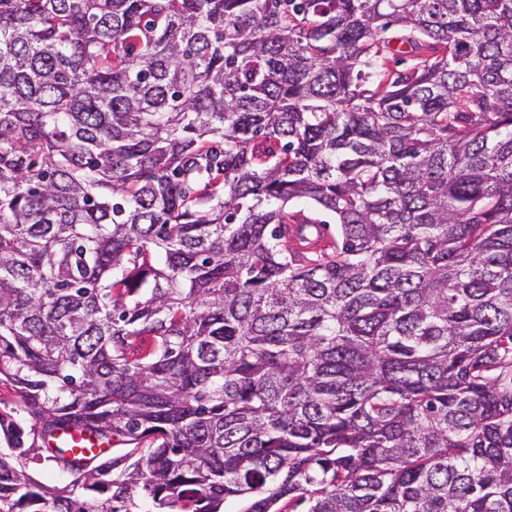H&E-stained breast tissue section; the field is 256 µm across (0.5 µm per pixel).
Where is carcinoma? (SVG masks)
I'll return each mask as SVG.
<instances>
[{
  "mask_svg": "<svg viewBox=\"0 0 512 512\" xmlns=\"http://www.w3.org/2000/svg\"><path fill=\"white\" fill-rule=\"evenodd\" d=\"M0 383V512H512V0H0Z\"/></svg>",
  "mask_w": 512,
  "mask_h": 512,
  "instance_id": "1",
  "label": "carcinoma"
}]
</instances>
